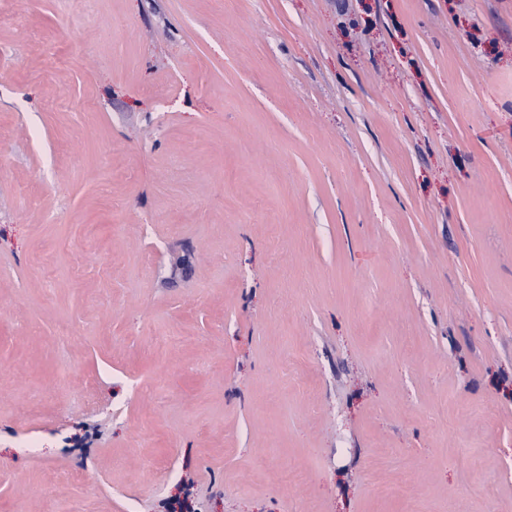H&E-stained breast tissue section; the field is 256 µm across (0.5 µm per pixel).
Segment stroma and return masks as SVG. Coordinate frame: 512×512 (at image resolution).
I'll return each instance as SVG.
<instances>
[{"mask_svg":"<svg viewBox=\"0 0 512 512\" xmlns=\"http://www.w3.org/2000/svg\"><path fill=\"white\" fill-rule=\"evenodd\" d=\"M191 479L512 512V0H0V512Z\"/></svg>","mask_w":512,"mask_h":512,"instance_id":"35a3bbf8","label":"stroma"}]
</instances>
